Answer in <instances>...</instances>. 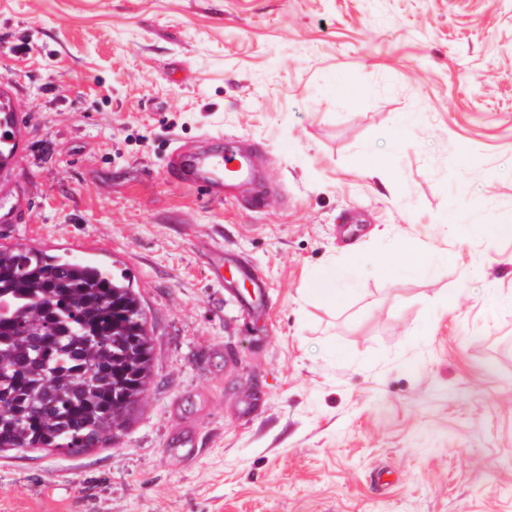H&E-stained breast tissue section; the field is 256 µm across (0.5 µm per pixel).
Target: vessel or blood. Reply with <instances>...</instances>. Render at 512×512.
Listing matches in <instances>:
<instances>
[{"mask_svg":"<svg viewBox=\"0 0 512 512\" xmlns=\"http://www.w3.org/2000/svg\"><path fill=\"white\" fill-rule=\"evenodd\" d=\"M29 116L23 93L13 77H0V224L21 223L30 195L17 183V172L29 158ZM166 173L178 185L199 191L213 201L222 200L235 180L252 184L256 176L241 142L223 137L201 147L175 144Z\"/></svg>","mask_w":512,"mask_h":512,"instance_id":"b4317fda","label":"vessel or blood"}]
</instances>
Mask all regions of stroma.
I'll return each instance as SVG.
<instances>
[{"instance_id": "obj_1", "label": "stroma", "mask_w": 512, "mask_h": 512, "mask_svg": "<svg viewBox=\"0 0 512 512\" xmlns=\"http://www.w3.org/2000/svg\"><path fill=\"white\" fill-rule=\"evenodd\" d=\"M2 74L37 107L0 244L95 246L154 378L116 445L0 457V512H512V0H0ZM219 134L261 210L167 180Z\"/></svg>"}]
</instances>
